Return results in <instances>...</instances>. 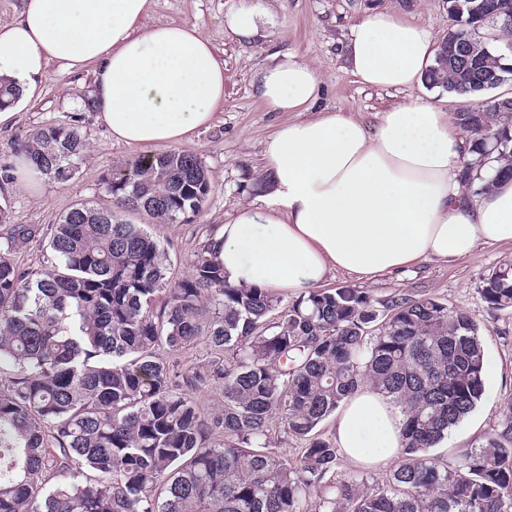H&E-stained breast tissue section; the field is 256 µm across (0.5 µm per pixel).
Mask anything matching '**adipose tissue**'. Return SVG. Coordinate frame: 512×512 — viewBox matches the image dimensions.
I'll list each match as a JSON object with an SVG mask.
<instances>
[{
    "label": "adipose tissue",
    "instance_id": "1",
    "mask_svg": "<svg viewBox=\"0 0 512 512\" xmlns=\"http://www.w3.org/2000/svg\"><path fill=\"white\" fill-rule=\"evenodd\" d=\"M153 0H23L0 23V79L16 88L0 125L28 106L50 66L93 71L89 100L112 141L146 151L193 145L224 107V61L198 27L144 26ZM261 0H242L226 16L239 42L262 37ZM437 52L428 27L381 11L355 23L351 73L379 89L419 85ZM256 96L300 118L264 145L261 187L267 206L237 210L213 236V257L228 284L305 295L342 270L364 282L426 261L448 262L477 245L512 243V180L464 194L461 162L469 134L423 99L369 125L335 112L307 118L318 98L312 64L286 54L257 72ZM399 409L371 386L341 409L333 440L353 464L376 468L396 454Z\"/></svg>",
    "mask_w": 512,
    "mask_h": 512
}]
</instances>
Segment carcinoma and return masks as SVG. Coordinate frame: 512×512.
I'll return each mask as SVG.
<instances>
[{
  "mask_svg": "<svg viewBox=\"0 0 512 512\" xmlns=\"http://www.w3.org/2000/svg\"><path fill=\"white\" fill-rule=\"evenodd\" d=\"M426 82L468 99L512 82L480 30L512 33V0H464ZM471 135L460 183L494 160L512 179V108L498 99L454 113ZM494 134L489 141L488 133ZM34 177L73 178L85 157L74 128H41L13 146ZM110 208L78 203L47 237L50 266L20 269L12 251L35 234L15 224L0 248V512H512V404L479 445L440 467L429 449L485 393L480 326L439 298L385 300L317 288L288 306L224 280L207 243L170 283L144 214L173 224L211 192L199 159L169 151L108 180ZM492 310L512 308V263L480 281ZM204 339L224 366L182 374L161 357ZM224 380L204 411L185 390ZM369 383L400 409L399 463L382 483L336 479L340 450L320 425ZM303 445L269 448L274 412ZM55 452H50L49 448Z\"/></svg>",
  "mask_w": 512,
  "mask_h": 512,
  "instance_id": "1",
  "label": "carcinoma"
}]
</instances>
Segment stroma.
<instances>
[{
	"mask_svg": "<svg viewBox=\"0 0 512 512\" xmlns=\"http://www.w3.org/2000/svg\"><path fill=\"white\" fill-rule=\"evenodd\" d=\"M239 4L240 0H153L145 19L149 27L167 23L197 26L224 59V109L216 126L201 133L190 148L207 171L210 195L200 211L184 223L156 224L141 214L128 216L130 222L142 225L160 241L174 280L190 274L204 242L239 206L265 203L259 186L264 144L292 115L272 111L256 97L252 79L256 71L273 63L275 55L291 52L316 65L321 76L318 109L342 112L370 124L383 112L414 98L451 113L464 104L455 94L426 85L404 91L364 86L347 64L352 25L378 11H390L406 21L428 26L436 40H443L449 28L447 0H263L271 22L265 38L251 45L240 43L224 23L226 14ZM92 81L91 72L86 70L67 73L50 68L38 82L32 103L17 115L11 128L0 130L2 169L11 165L14 143L46 126L77 129L87 147L86 157L70 181L60 183L42 177V195L0 183V199L7 203L11 223L40 230L39 236L13 254L21 269L45 270L48 255L44 233L76 203L111 206L109 177L139 157L138 152L112 142L95 111L86 107ZM508 262L512 263L511 243L481 245L465 259L448 264L424 262L365 286L368 294L381 300L402 293L443 299L467 311L482 328L487 357L485 394L476 408L431 448V455L442 466L475 447L512 402V309H490L479 291L481 280Z\"/></svg>",
	"mask_w": 512,
	"mask_h": 512,
	"instance_id": "1",
	"label": "stroma"
}]
</instances>
